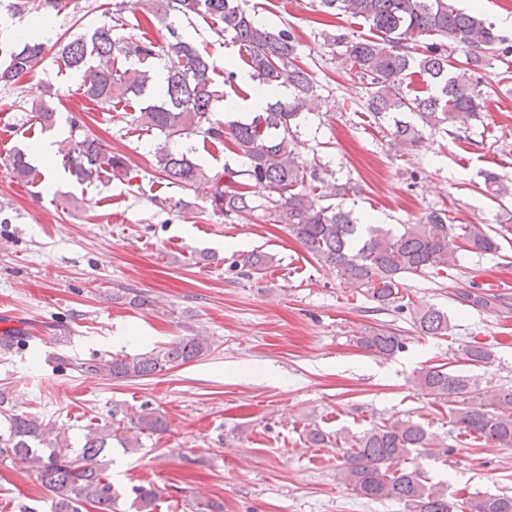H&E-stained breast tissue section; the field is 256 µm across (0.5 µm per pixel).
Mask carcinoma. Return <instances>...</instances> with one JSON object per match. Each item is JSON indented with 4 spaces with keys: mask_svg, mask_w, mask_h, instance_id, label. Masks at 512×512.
Here are the masks:
<instances>
[{
    "mask_svg": "<svg viewBox=\"0 0 512 512\" xmlns=\"http://www.w3.org/2000/svg\"><path fill=\"white\" fill-rule=\"evenodd\" d=\"M152 16L168 37L153 42L137 32L122 33L128 0H115L112 23L95 25L61 47L60 60L71 71L83 73V96L103 108L133 98L141 107L133 121L141 130L158 132L164 143L154 152L155 171L170 187L183 192L202 191L216 213L230 217L259 208L275 224H285L303 249L321 266L359 288L366 289L379 307L400 300L407 275L428 276L456 266L462 240L469 251L487 254L498 243L478 226L452 223L446 209H433L402 230L394 232L371 224L359 234L357 218L345 210L342 199L353 186L340 183L334 173L295 152L300 120L314 111L319 98L312 74L299 64L297 34L286 28L272 29L257 23L240 0H152ZM324 14L361 18L372 32L355 37L343 28L322 33L323 41L344 48L342 60L366 80L365 107L377 118L393 121L396 144L414 148L426 131L443 126L467 127L484 112L480 89L482 71L512 53V37L476 13L452 6L451 0H317ZM64 0H0V12L13 17L60 12ZM209 18L215 32L243 50L251 76L267 96L261 110L246 121H222L213 117L218 104L227 100L224 86L237 79L235 66H224V79L214 78L216 65L210 56L175 26L174 20ZM11 44L0 63V85L14 82L35 70L43 60L45 43L31 30L19 42L4 33ZM420 74L432 91L427 96L402 93L401 85ZM288 85V97L275 94ZM30 112L40 126L56 123V108L40 100ZM70 136L59 153L65 167L79 183L123 180L129 174L125 156L110 151L83 129L77 117L70 120ZM200 136L214 144L229 145L245 168L224 166L206 171L192 150L172 148L170 143ZM10 173L31 180L25 155L9 159ZM244 178L247 186L264 190L260 200L228 185ZM486 192L500 205L512 201V188L493 172L484 173ZM233 267L260 271L264 256L250 253L231 262ZM463 305L492 309L504 303L499 295L465 290L456 295ZM417 324L426 336H447L448 315L430 307L417 313ZM360 347L381 358L404 348L403 339L388 328L370 327L357 338ZM210 351L202 336L181 337L160 349L132 357H112L85 370L112 380L145 378L197 360ZM492 350L473 341L462 349V360L471 365L493 363ZM415 383L429 394L456 404L453 428L512 447V388L479 391L477 380L441 367L425 369ZM0 457L37 472L43 487L53 495L54 512H112L119 492L103 473L101 457L117 442L133 451L142 446L141 436L166 430L163 417L146 408L103 425L87 428L77 454L59 437L47 441L52 429L38 417L15 412L8 396L0 393ZM342 479L362 498L395 500L407 512H512V496L488 495L463 502L448 498V490L429 482L418 467L405 466L412 454L441 456L453 446L421 424L397 420L365 430L346 441ZM139 512H152L156 493L143 486L132 489Z\"/></svg>",
    "mask_w": 512,
    "mask_h": 512,
    "instance_id": "carcinoma-1",
    "label": "carcinoma"
}]
</instances>
